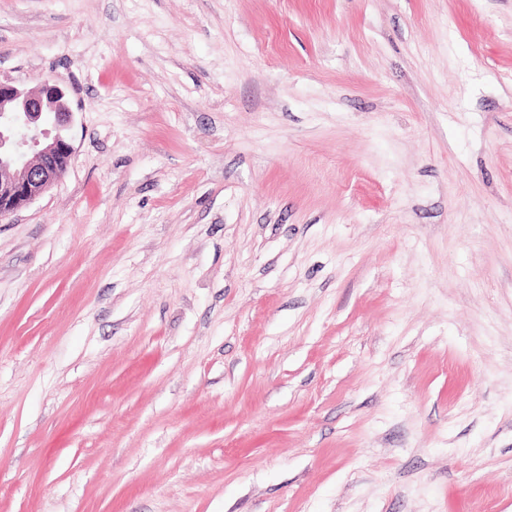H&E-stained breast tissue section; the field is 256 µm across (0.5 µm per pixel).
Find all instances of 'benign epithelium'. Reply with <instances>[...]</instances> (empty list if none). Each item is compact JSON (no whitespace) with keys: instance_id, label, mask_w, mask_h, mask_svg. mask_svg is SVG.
I'll return each instance as SVG.
<instances>
[{"instance_id":"obj_1","label":"benign epithelium","mask_w":512,"mask_h":512,"mask_svg":"<svg viewBox=\"0 0 512 512\" xmlns=\"http://www.w3.org/2000/svg\"><path fill=\"white\" fill-rule=\"evenodd\" d=\"M69 89L58 77L24 90L0 81V220L49 191L66 173L73 147Z\"/></svg>"}]
</instances>
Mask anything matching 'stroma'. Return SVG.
<instances>
[{
	"mask_svg": "<svg viewBox=\"0 0 512 512\" xmlns=\"http://www.w3.org/2000/svg\"><path fill=\"white\" fill-rule=\"evenodd\" d=\"M49 76L0 512H512V0H0Z\"/></svg>",
	"mask_w": 512,
	"mask_h": 512,
	"instance_id": "1",
	"label": "stroma"
}]
</instances>
